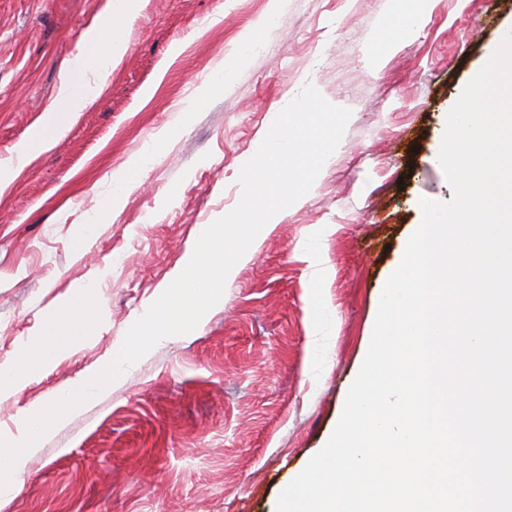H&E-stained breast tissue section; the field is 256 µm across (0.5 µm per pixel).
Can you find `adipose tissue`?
<instances>
[{
	"mask_svg": "<svg viewBox=\"0 0 512 512\" xmlns=\"http://www.w3.org/2000/svg\"><path fill=\"white\" fill-rule=\"evenodd\" d=\"M114 21L112 9H105L100 20L86 32L85 50L70 60L65 67L64 79L54 108L49 112L44 128L19 145L17 155L26 158L34 151L48 149L55 137L61 135L71 118L90 105L96 90L85 79L92 71L108 72L120 51L119 44L110 33ZM87 289L73 293L45 322L44 336L24 348L20 362L0 366V392H16L26 377L51 365L82 335L89 318Z\"/></svg>",
	"mask_w": 512,
	"mask_h": 512,
	"instance_id": "adipose-tissue-1",
	"label": "adipose tissue"
}]
</instances>
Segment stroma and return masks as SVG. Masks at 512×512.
I'll list each match as a JSON object with an SVG mask.
<instances>
[{
  "mask_svg": "<svg viewBox=\"0 0 512 512\" xmlns=\"http://www.w3.org/2000/svg\"><path fill=\"white\" fill-rule=\"evenodd\" d=\"M105 3L0 0V161L42 125ZM418 8L286 0L274 15L270 0H140L102 94L0 191V364L74 290L91 286L95 306L86 336L0 395V435L120 349L205 225L239 203L241 160L305 84L352 115L223 305L48 433L0 512H275L338 422L420 199L452 198L437 161L448 107L512 32V0H434L406 33ZM222 71L223 88L198 100ZM146 149L111 211L114 173Z\"/></svg>",
  "mask_w": 512,
  "mask_h": 512,
  "instance_id": "obj_1",
  "label": "stroma"
}]
</instances>
